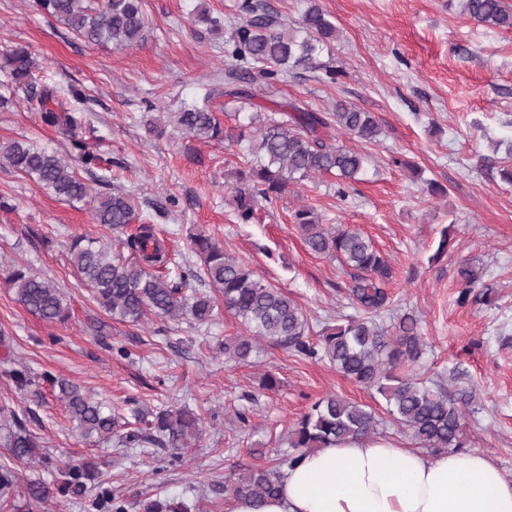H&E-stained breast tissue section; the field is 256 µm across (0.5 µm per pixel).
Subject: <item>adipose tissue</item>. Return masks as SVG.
I'll use <instances>...</instances> for the list:
<instances>
[{
    "label": "adipose tissue",
    "mask_w": 512,
    "mask_h": 512,
    "mask_svg": "<svg viewBox=\"0 0 512 512\" xmlns=\"http://www.w3.org/2000/svg\"><path fill=\"white\" fill-rule=\"evenodd\" d=\"M229 512H512V485L478 450L426 454L384 439H348L286 469L279 494Z\"/></svg>",
    "instance_id": "1"
}]
</instances>
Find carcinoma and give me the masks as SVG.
<instances>
[{
    "label": "carcinoma",
    "instance_id": "carcinoma-1",
    "mask_svg": "<svg viewBox=\"0 0 512 512\" xmlns=\"http://www.w3.org/2000/svg\"><path fill=\"white\" fill-rule=\"evenodd\" d=\"M37 5L89 44L124 49L146 41L148 23L142 0H37ZM460 6L464 14L485 26L512 29V8L504 0H460ZM238 10L242 18L224 40V97L249 105L252 112L244 118L232 112L234 123L223 126L208 107L192 104L169 113L170 122L199 141L248 143L251 167L238 171L239 179L249 183V192L238 198V218L243 223L254 218L257 207L277 201L296 179L332 174L338 179L337 195L345 196L365 172L367 157L333 143L331 130L361 142H375L381 127L373 113L342 101L329 111H315L299 99L286 97L274 102L272 108L257 103V99L266 98L265 89L288 72L320 70L324 72L322 80L336 81L341 70L319 62L335 39L336 26L318 0H307L293 24L267 13L259 0H241ZM6 65L15 85L30 86L32 60L27 50L15 49L6 58ZM34 97L45 124L64 132L80 125L76 114L59 100L55 87L44 85ZM0 160L62 200L90 199L95 223L116 233L124 232L135 218L131 197L122 193L92 196L87 184L54 152L27 141H14L0 148ZM295 220L303 228L305 245L311 252L335 258L353 270L350 296L364 312L324 329L317 346L307 340V318L288 294L226 255L223 247L205 235L195 239L204 267L185 270L177 281L149 271L167 260L152 224H141L137 232L120 240L123 251L119 253L92 236H82L71 243L70 254L77 277L92 288L97 303L115 320L136 323L150 312L174 321L187 316L205 325L213 320L215 301L208 295L185 293L188 280L203 279L221 294L224 309L245 330V334L224 342V354L229 359L238 364L252 363L261 340L303 357L321 355L345 377L381 396L391 419L420 447L432 454L464 448L463 407L475 400V391L462 387L451 394L428 385L411 371L426 348L415 315L405 313L389 326L377 323L380 313L392 305L386 290L391 278L386 258L358 232L324 228L309 208L298 210ZM6 281L32 315L49 323L68 321L69 307L48 279L18 266ZM58 385L71 418L88 437L95 435L101 441L115 438L126 448L148 444L165 448L175 457L199 433L200 418L185 406L154 411L136 405L127 418L101 401L89 400L75 384L60 381ZM382 423L366 406L328 394L313 403L291 429L288 455L272 466L234 474L224 481V496L246 497L259 507L279 493L284 469L303 455L350 438H370L379 434ZM0 446L18 459H31L37 455L39 443L13 412L11 423L0 424ZM95 472L92 462L69 463L64 466L59 490L84 502L86 512H124L121 501L108 488L87 495ZM18 494L14 472L0 466V499L9 502ZM192 509L175 498H156L142 504V512Z\"/></svg>",
    "mask_w": 512,
    "mask_h": 512
}]
</instances>
